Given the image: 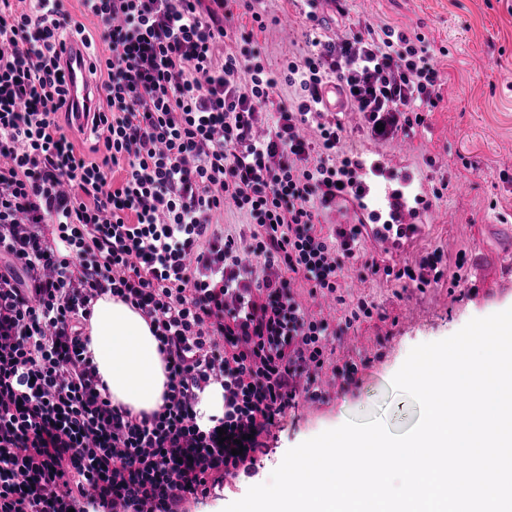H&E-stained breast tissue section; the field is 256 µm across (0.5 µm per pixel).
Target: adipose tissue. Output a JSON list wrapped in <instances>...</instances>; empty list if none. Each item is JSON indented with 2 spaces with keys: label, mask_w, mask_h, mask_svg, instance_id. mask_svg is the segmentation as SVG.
Segmentation results:
<instances>
[{
  "label": "adipose tissue",
  "mask_w": 512,
  "mask_h": 512,
  "mask_svg": "<svg viewBox=\"0 0 512 512\" xmlns=\"http://www.w3.org/2000/svg\"><path fill=\"white\" fill-rule=\"evenodd\" d=\"M89 336L88 350L113 403L135 414L159 409L166 376L148 321L107 294L93 306Z\"/></svg>",
  "instance_id": "adipose-tissue-1"
}]
</instances>
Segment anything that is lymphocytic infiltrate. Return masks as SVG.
Returning a JSON list of instances; mask_svg holds the SVG:
<instances>
[{
    "mask_svg": "<svg viewBox=\"0 0 512 512\" xmlns=\"http://www.w3.org/2000/svg\"><path fill=\"white\" fill-rule=\"evenodd\" d=\"M65 2L0 0V512H184L253 462L298 400L328 399L324 370L355 382L331 345L376 306L341 295L348 273L459 285L465 252L383 266L362 252L363 219L320 221L363 185L329 83L383 144L424 125L443 82L425 41L367 23L318 32L316 53L286 65L299 96L260 136L278 81L250 35L224 46L229 0H79L91 29ZM69 49L97 89L79 124ZM228 202L247 233L218 226ZM302 288L335 298L339 323ZM106 294L150 323L159 410L113 404L97 372L87 330ZM213 384L224 413L204 425ZM197 411L201 423L207 424L210 416H222L224 413V390L220 385H211L201 395Z\"/></svg>",
    "mask_w": 512,
    "mask_h": 512,
    "instance_id": "1",
    "label": "lymphocytic infiltrate"
}]
</instances>
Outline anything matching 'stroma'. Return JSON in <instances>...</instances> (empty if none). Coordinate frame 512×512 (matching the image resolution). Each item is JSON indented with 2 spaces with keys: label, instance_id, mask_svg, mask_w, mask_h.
<instances>
[{
  "label": "stroma",
  "instance_id": "stroma-1",
  "mask_svg": "<svg viewBox=\"0 0 512 512\" xmlns=\"http://www.w3.org/2000/svg\"><path fill=\"white\" fill-rule=\"evenodd\" d=\"M349 19L328 8L318 16L328 35L344 33L351 21L372 19L408 36H424L439 49L436 64L444 85L443 99L410 139L375 145L364 136L360 113L338 115L347 143L367 163L383 161L387 170L412 174L411 193L430 183L448 185L442 198L423 212L425 234L398 253L364 252L400 266L436 248L448 256L465 251L460 286L442 283L419 291L382 276L346 283V299L366 298L380 315L350 329L354 346L347 359L358 365L355 384L334 388L329 399L306 404L284 416L256 453L248 472L228 474L216 493L186 503V512H223L251 486L268 481L286 452L348 419L383 417L400 434L419 419L417 404L391 389L395 373L410 350L445 339L474 318L512 308V5L507 0H351ZM303 0H261L265 22L257 29L239 4H232V27L253 30V46L280 69L288 60L310 53ZM510 173L502 180L501 171Z\"/></svg>",
  "mask_w": 512,
  "mask_h": 512
}]
</instances>
